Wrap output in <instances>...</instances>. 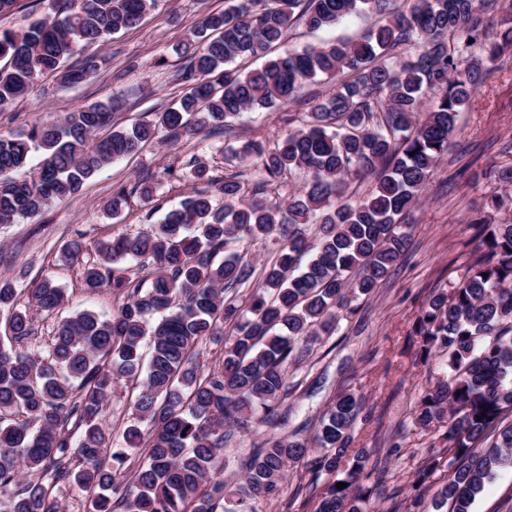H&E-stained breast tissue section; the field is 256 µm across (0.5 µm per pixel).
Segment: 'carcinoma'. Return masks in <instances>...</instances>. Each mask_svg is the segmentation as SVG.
Instances as JSON below:
<instances>
[{
    "label": "carcinoma",
    "mask_w": 512,
    "mask_h": 512,
    "mask_svg": "<svg viewBox=\"0 0 512 512\" xmlns=\"http://www.w3.org/2000/svg\"><path fill=\"white\" fill-rule=\"evenodd\" d=\"M491 0H224L191 34L180 75L187 91L155 120L112 127L117 103L84 105L62 120L0 134V224L43 214L75 196L103 167L132 157L163 129L196 136L254 107L294 100L306 83L336 78L273 149L247 142L226 159L237 172L213 179L200 156L181 171L209 190L169 210L154 232L97 242L83 285L122 299L115 316L91 310L59 320L45 346L27 307L53 316L65 294L42 278L19 289L0 275V512H60L55 487L89 492L86 512H258L279 490L285 468L302 465L319 491L313 512H382L360 484L367 459L349 444L364 409L339 394L310 438L272 434L240 463L243 476H219L224 444L259 425L282 424L288 368L307 360L336 331L339 314L372 294L406 251L416 206L448 151L458 113L499 56L512 50V15L487 34L479 21ZM156 0H62L52 17L23 30L0 29V110L53 75L78 85L96 59L69 64L78 46L104 44L137 26ZM355 15L372 21L355 42L285 48L291 32L331 27ZM263 58L242 72L238 60ZM428 110H423L425 100ZM41 152L33 177L15 173ZM293 169L303 186L278 204L258 198ZM375 177L351 199V180ZM501 191L489 213L512 211V166L494 171ZM224 199L214 208L213 197ZM318 236L306 235L310 224ZM479 252L450 289L434 288L413 323L419 358L446 357L444 377L420 398L415 424L431 430L414 474L413 495L393 512H473L497 469L512 463V222L472 220ZM278 234L274 259L258 278L244 252ZM69 241L60 259L83 253ZM149 261L138 281L126 264ZM221 364L197 361L206 340L224 335ZM131 392L136 423L109 444L103 421L112 387ZM491 450L479 442L494 432ZM342 482L346 487L339 489Z\"/></svg>",
    "instance_id": "carcinoma-1"
}]
</instances>
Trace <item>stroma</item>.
I'll return each mask as SVG.
<instances>
[{
	"label": "stroma",
	"mask_w": 512,
	"mask_h": 512,
	"mask_svg": "<svg viewBox=\"0 0 512 512\" xmlns=\"http://www.w3.org/2000/svg\"><path fill=\"white\" fill-rule=\"evenodd\" d=\"M224 0H157L140 25L110 37L102 46L78 50L77 59L97 56L100 68L76 87L62 86L54 77L41 79L31 92L0 112V132H20L39 120H59L75 108L120 100L113 122L128 127L151 119L185 92L179 78L184 66L176 46L189 36L208 12L219 11ZM366 28L357 17L313 33L299 31L289 43L300 50L326 41H351ZM298 103L269 110L256 108L245 114L231 136L216 134L203 139H170L159 132L136 156L101 169L79 195L54 203L42 215L0 227V273H24L27 281L51 278L63 288L66 302L61 316L92 310L109 317L120 301L110 290L87 292L83 266L95 261V245L112 232L139 234L201 189L189 177L169 178L166 170L181 158L198 154L206 159L212 175L229 173L220 153L224 145L247 141L273 144L289 131L288 118L300 111ZM512 165V55L497 61L477 90L469 108L461 112L448 154L437 166L417 208L412 246L388 278L368 297L357 300L355 315L340 321L335 333L316 347L310 362L289 368L288 416L281 433L313 434L317 421L340 392L361 395L365 408L352 431L351 446L371 455L385 454L392 443H401L390 457L384 480L365 472L363 484L373 501H380L383 487H396L409 497L413 475L430 440L418 429L413 410L439 376V358L421 361L418 339L412 336L414 318L432 288L447 283L449 271L463 263L471 250L469 222L483 212L486 198L500 186L489 178V169ZM155 177L156 192L144 200L132 189L144 174ZM130 190L128 204L117 218L104 206L118 189ZM81 239L82 263L58 262L61 247ZM307 476L300 464L288 468L277 494L260 500L259 512H311L307 502ZM475 512H512V467L500 469L487 483L474 505Z\"/></svg>",
	"instance_id": "obj_1"
}]
</instances>
